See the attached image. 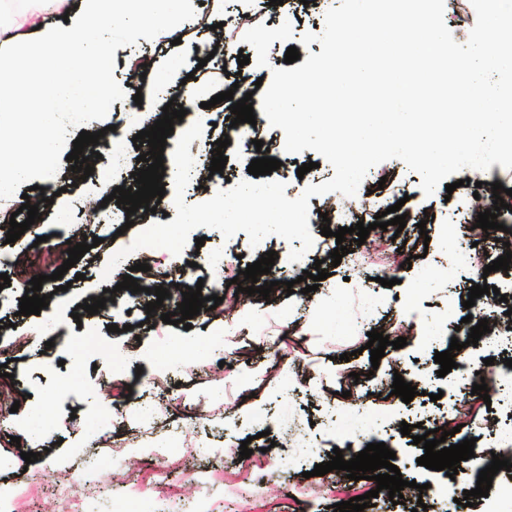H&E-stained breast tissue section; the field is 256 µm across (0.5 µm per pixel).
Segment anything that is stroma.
<instances>
[{"label": "stroma", "instance_id": "stroma-1", "mask_svg": "<svg viewBox=\"0 0 512 512\" xmlns=\"http://www.w3.org/2000/svg\"><path fill=\"white\" fill-rule=\"evenodd\" d=\"M242 0H191L194 19L161 33L158 40L139 39L114 56L113 76L124 81L128 69L143 57L152 65L147 72L155 102L142 120L128 118L130 100L113 102L112 112L122 120V145L127 153L123 168L111 166L109 157L97 162L96 172L78 186L69 183V161H61L56 175L66 192L53 204H41V220L16 242L6 240L10 215L0 209V257L6 258L9 284L0 290V365L13 374L21 397L18 411L0 404V416L10 417L11 427L0 429V501L20 497L26 512H195L206 503L211 512H332V504L375 489L364 479L352 481L344 471L313 475L316 464L342 443V432L372 438L396 451L395 464L411 486L400 504L380 492L384 512H412L425 504V512H442L456 489L445 472L417 463L422 453L412 437L401 434V423L430 426L437 422L454 429L455 440L479 437L483 446L512 460V398L504 390L505 378L489 384V401L471 396L472 382L461 372L438 376L435 352L448 350V336L468 314L462 303L467 287L486 282L512 292V274L499 270L481 275L468 255L471 242L456 202L468 195L473 182H500L512 189V170L492 165L489 171H461L463 186L453 192L438 188L425 196L421 178L398 159L372 167L357 196L374 204L402 201L407 224L403 230L388 226L364 260L343 258L330 277L308 294L287 293L283 281L314 271L315 260L328 258L333 243L324 240L317 214L329 211L339 200L328 193L309 199V228L313 245L301 261L289 259L291 243L271 235L258 247L248 244L246 233L227 239L215 229L198 228L204 252L228 255L226 278L276 251L282 278L269 297L252 296L240 304L232 322L207 313L193 317L191 329L163 323L147 315L151 287L168 281L178 268L194 260L199 249L188 243L180 254L161 248L134 250L120 267L133 274L140 293L114 291L113 281L102 278L110 257L130 246L137 234L152 223L163 222L174 212L172 198H164L163 213L141 214L127 225L123 207L116 203L90 215L87 200L103 194L101 173L122 186L132 181L139 155L132 139L148 129L170 98V89L195 66L194 44L209 40L210 25L235 15ZM340 0H315L306 9L280 6L276 14L264 12L261 0H252L258 19L243 26L236 43L248 56V65L230 63L220 74V60L211 59L192 87L194 102L189 119L201 122L206 136L194 140L192 183L183 193L186 204L201 203L196 190L207 171L204 161L211 140L221 138L219 128L228 102L212 104V96L231 88L238 78L253 81L271 77L284 68L288 47L323 25L326 12ZM287 26L286 40L265 38V31ZM165 54H156L158 43ZM263 141L270 155L280 160L274 179L285 182L288 198L299 197L311 184L330 180L334 170L312 150L290 155L284 151V133L263 122L241 130L227 152L225 177L231 183L248 179L246 143ZM316 167L297 175L298 165ZM100 237L101 243L86 252L64 274L68 291L44 282L49 295L40 314L18 312L20 292L14 283L22 268L45 253L53 259L46 273H53L67 255L69 242ZM247 244L243 258L232 257L236 243ZM412 256L411 267H402L401 255ZM149 271H134L137 263ZM112 289L113 300L95 315L74 320L71 310L86 296ZM407 324V344L386 347L379 363H371L364 346L370 331L386 334ZM111 324L120 332H108ZM24 344H17V337ZM121 352L118 375H111L107 357ZM232 372H225V365ZM415 374L417 396L402 402L393 395L394 371ZM48 419L39 435H30L29 421L38 409ZM108 427H100L101 415ZM249 442L252 454L241 459L240 446ZM126 454L113 456V445ZM38 453L36 462L23 455ZM428 485L419 493V485Z\"/></svg>", "mask_w": 512, "mask_h": 512}]
</instances>
